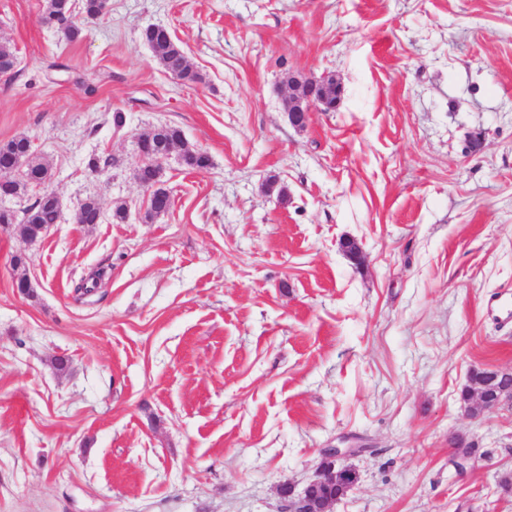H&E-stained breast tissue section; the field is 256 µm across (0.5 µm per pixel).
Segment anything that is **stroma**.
<instances>
[{
    "label": "stroma",
    "instance_id": "1",
    "mask_svg": "<svg viewBox=\"0 0 512 512\" xmlns=\"http://www.w3.org/2000/svg\"><path fill=\"white\" fill-rule=\"evenodd\" d=\"M71 4L73 41L45 0H0V144L30 139L62 203L37 239L0 229V512H286L343 436L334 512H512V407L460 400L470 368L512 369V0ZM331 73L339 107L292 126L286 78ZM161 125L210 165L172 153L151 219ZM143 41L149 45L155 60L168 73L184 84H195L202 81V76L189 64L185 65L182 50L174 43L171 34L160 26L148 25L142 31ZM180 129L172 126H161L149 133L142 135L139 141L151 148L153 155H163L171 146H180L182 149L181 159L191 169H204L210 165L208 156H202L195 149L189 148L183 141ZM160 168L145 167L136 171V179L149 183L154 187V191L149 196V208L153 215L166 213L170 206L167 196V190L157 186L159 183Z\"/></svg>",
    "mask_w": 512,
    "mask_h": 512
}]
</instances>
